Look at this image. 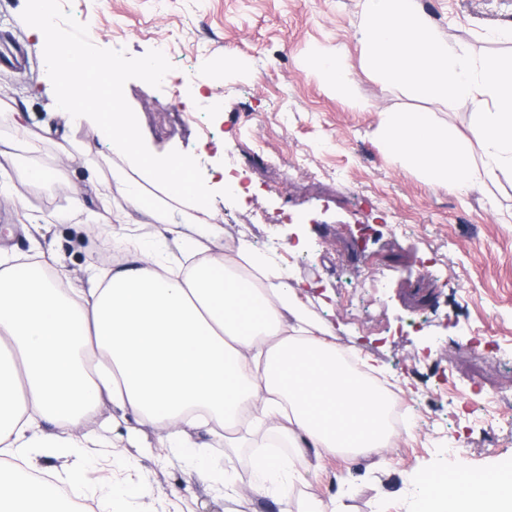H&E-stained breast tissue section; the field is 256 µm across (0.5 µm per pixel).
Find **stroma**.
<instances>
[{"label": "stroma", "mask_w": 512, "mask_h": 512, "mask_svg": "<svg viewBox=\"0 0 512 512\" xmlns=\"http://www.w3.org/2000/svg\"><path fill=\"white\" fill-rule=\"evenodd\" d=\"M362 0H62L63 21L32 35L26 0H0V42L19 41L27 71L0 74V182L25 201H0V250L39 247L61 277L121 265L105 249L115 218L161 258L179 253L169 234L128 213L120 160L96 127L56 106L60 77L49 40L80 39L94 62L121 76L123 107L137 113L140 142L160 158L183 156L214 198L207 224L217 248L248 243L279 255L311 317L342 348H355L376 380L396 378L411 419L396 443L369 455L312 461L295 500L316 495L332 512H422V475L495 471L512 456V174L451 191L429 185L382 147L379 115L433 113L471 146L469 102L435 104L361 69ZM448 41L473 56L512 52V0H416ZM342 51L354 83L341 95L311 65ZM159 72L146 76V62ZM28 115L16 135L11 115ZM211 135H204L203 127ZM38 166L52 176L26 177ZM69 221H60V214ZM492 398L490 411L479 410ZM133 417L105 403L83 429L84 484L120 491L124 512H279L254 498L253 448L212 449L238 497L165 448L128 444Z\"/></svg>", "instance_id": "obj_1"}]
</instances>
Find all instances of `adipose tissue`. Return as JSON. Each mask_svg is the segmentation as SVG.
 <instances>
[{"label":"adipose tissue","instance_id":"1","mask_svg":"<svg viewBox=\"0 0 512 512\" xmlns=\"http://www.w3.org/2000/svg\"><path fill=\"white\" fill-rule=\"evenodd\" d=\"M48 51L60 76L89 78L57 105L109 139L125 162L115 176H138L128 209L167 226L182 259L165 263L129 237L122 267L74 287L53 275V258L0 255V512H75L90 445L81 428L105 401L139 426L162 427L163 447L198 462L220 487L227 475L209 458L208 441L244 447L224 432L258 414L294 453L257 458L250 493L276 494L280 512H294L293 485L308 456L389 445L391 395L345 364L277 257L243 243L229 259L205 245L216 225H200L193 239L171 223L174 201L211 211L208 190L184 160L142 148L135 114L100 92L119 88L114 69L90 66L67 42L51 41ZM44 458L71 459L63 481L41 478ZM424 500L431 512H512V472L496 470L489 483L454 471L434 476Z\"/></svg>","mask_w":512,"mask_h":512}]
</instances>
